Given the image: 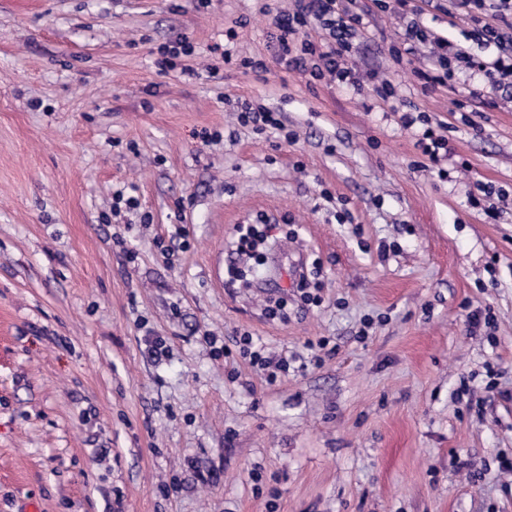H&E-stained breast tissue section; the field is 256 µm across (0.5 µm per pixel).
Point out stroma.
<instances>
[{"instance_id": "1", "label": "stroma", "mask_w": 512, "mask_h": 512, "mask_svg": "<svg viewBox=\"0 0 512 512\" xmlns=\"http://www.w3.org/2000/svg\"><path fill=\"white\" fill-rule=\"evenodd\" d=\"M288 4L0 0V512H512V96L423 93L372 10L356 64L449 126L420 169L389 103L238 65ZM183 35L192 74L160 72ZM244 100L295 143L234 124ZM260 214L284 322L224 288ZM245 332L294 367L267 382ZM158 54L161 56L157 60V65L160 67V71L167 72L177 67L176 60L182 56H189L193 53L194 47L189 42L187 37L176 42L174 45H163L157 48Z\"/></svg>"}]
</instances>
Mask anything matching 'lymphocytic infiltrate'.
Here are the masks:
<instances>
[{"label":"lymphocytic infiltrate","instance_id":"1","mask_svg":"<svg viewBox=\"0 0 512 512\" xmlns=\"http://www.w3.org/2000/svg\"><path fill=\"white\" fill-rule=\"evenodd\" d=\"M293 7L273 16L269 42L275 62L284 70L350 86L367 97L389 100L395 90L375 73L359 72L354 53L365 37L368 10L361 0H292ZM433 0H373L391 8L404 22V39L411 47L428 48L427 64L414 68L422 91L451 86L456 75L482 74L483 84L472 86V99L485 101L497 90L512 89V0H448L442 12L448 22L443 31L421 22ZM468 19L471 29L455 20Z\"/></svg>","mask_w":512,"mask_h":512}]
</instances>
